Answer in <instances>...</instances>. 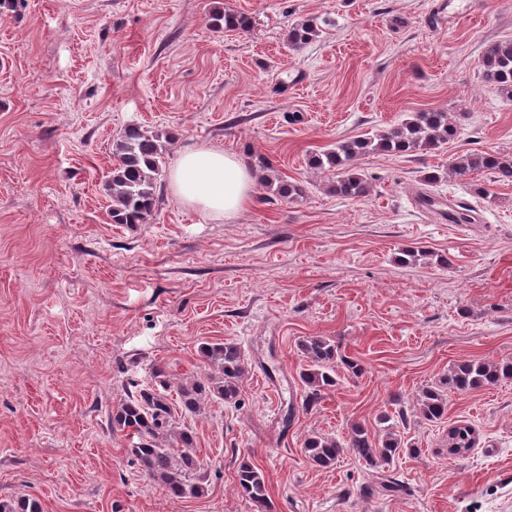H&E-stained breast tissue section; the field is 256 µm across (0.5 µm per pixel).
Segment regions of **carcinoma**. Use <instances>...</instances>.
<instances>
[{"instance_id": "obj_1", "label": "carcinoma", "mask_w": 512, "mask_h": 512, "mask_svg": "<svg viewBox=\"0 0 512 512\" xmlns=\"http://www.w3.org/2000/svg\"><path fill=\"white\" fill-rule=\"evenodd\" d=\"M213 26L228 31L246 30L250 18L233 9H223L213 15ZM321 29L312 20L294 24L288 31V44L301 48L320 37ZM482 78L491 88L512 98V41L493 43L482 55ZM458 126L446 112H414L396 127L381 134H366L339 140L330 148L312 155L309 165L323 173H332L327 191L341 197L361 200L370 195L371 183L355 169L354 161L367 152L391 154L437 149L454 140ZM166 134L149 132L140 126H129L112 142L115 160L106 191L111 200L110 215L114 224H145L156 206L158 180L165 169L162 139ZM253 167L256 180L275 188L284 199L305 194L298 181L280 176L272 160L263 154L255 156ZM476 171L490 172L496 182L512 184V156L498 152H474L456 158L448 167V175L464 179ZM421 206L438 212L451 224H473L474 210L466 203L447 204L430 192L418 196ZM306 368L300 372L305 386V407L315 405L325 392L336 386V367L343 364L355 375L360 365L344 355L334 342L322 336H310L299 343ZM204 368L209 370L207 382L198 379L178 383L179 406L169 401L158 386L168 384L166 372L154 371L159 384L136 385L135 394L124 399L112 414V425L129 432L137 442L127 449L132 461L153 485L170 498L199 497L207 487L197 478L201 467L194 449L193 435L178 426L177 416L197 414L205 401L218 398L237 403L241 383L248 372L247 362L239 346L231 342L204 343L199 348ZM512 379V362L463 361L456 364L438 385L422 388L416 397L419 414L437 422L448 412V392L468 394ZM378 433L357 422L351 425L345 438L314 433L304 439L303 448L317 467L334 466L341 455L352 453L366 465L390 469L396 458L408 450V445L394 431L391 416L382 413L376 418ZM449 442L465 452L476 445L474 429L468 424L448 428ZM236 490L250 501L256 512H273L263 471L248 460H242L236 472ZM0 512H43L40 499L25 495L0 500Z\"/></svg>"}]
</instances>
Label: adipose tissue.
Segmentation results:
<instances>
[{
    "instance_id": "obj_1",
    "label": "adipose tissue",
    "mask_w": 512,
    "mask_h": 512,
    "mask_svg": "<svg viewBox=\"0 0 512 512\" xmlns=\"http://www.w3.org/2000/svg\"><path fill=\"white\" fill-rule=\"evenodd\" d=\"M170 182L184 204L228 219L249 202L255 179L238 154L197 148L180 156Z\"/></svg>"
}]
</instances>
